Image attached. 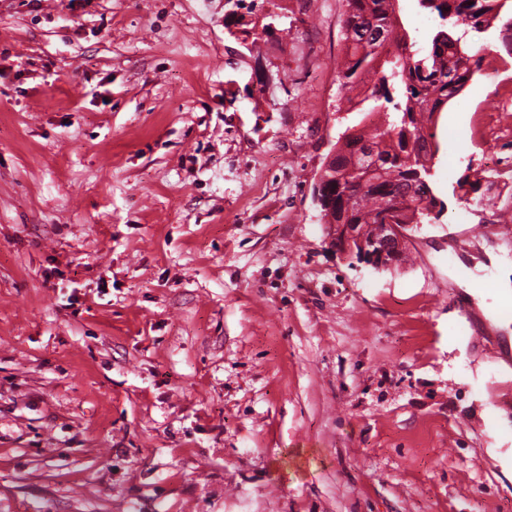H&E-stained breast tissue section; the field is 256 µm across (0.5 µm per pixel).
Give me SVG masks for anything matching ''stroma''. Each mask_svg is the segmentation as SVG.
I'll return each mask as SVG.
<instances>
[{"instance_id": "stroma-1", "label": "stroma", "mask_w": 512, "mask_h": 512, "mask_svg": "<svg viewBox=\"0 0 512 512\" xmlns=\"http://www.w3.org/2000/svg\"><path fill=\"white\" fill-rule=\"evenodd\" d=\"M344 10L0 0V512H512V70L373 270L312 196Z\"/></svg>"}]
</instances>
